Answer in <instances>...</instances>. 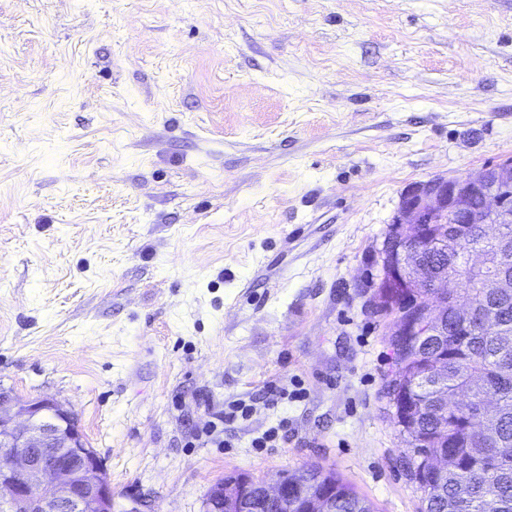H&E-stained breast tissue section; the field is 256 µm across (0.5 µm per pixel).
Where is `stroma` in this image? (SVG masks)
I'll list each match as a JSON object with an SVG mask.
<instances>
[{
	"label": "stroma",
	"instance_id": "1",
	"mask_svg": "<svg viewBox=\"0 0 512 512\" xmlns=\"http://www.w3.org/2000/svg\"><path fill=\"white\" fill-rule=\"evenodd\" d=\"M510 158L512 0H0V389L114 512L312 465L420 512L379 256L409 185Z\"/></svg>",
	"mask_w": 512,
	"mask_h": 512
}]
</instances>
